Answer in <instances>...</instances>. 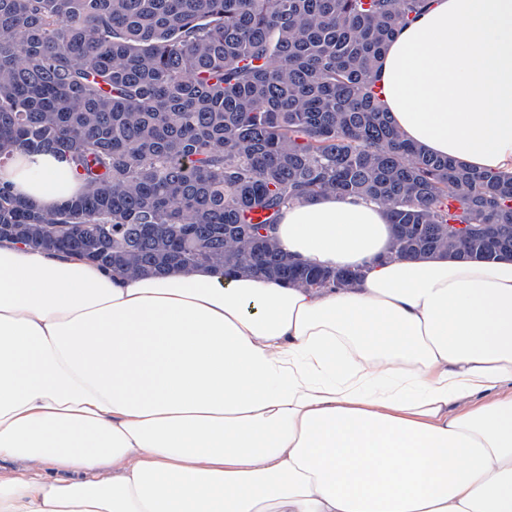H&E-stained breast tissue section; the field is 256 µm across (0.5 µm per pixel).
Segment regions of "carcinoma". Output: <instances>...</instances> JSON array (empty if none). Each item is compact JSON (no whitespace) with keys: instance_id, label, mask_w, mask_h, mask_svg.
I'll list each match as a JSON object with an SVG mask.
<instances>
[{"instance_id":"carcinoma-1","label":"carcinoma","mask_w":512,"mask_h":512,"mask_svg":"<svg viewBox=\"0 0 512 512\" xmlns=\"http://www.w3.org/2000/svg\"><path fill=\"white\" fill-rule=\"evenodd\" d=\"M428 0H0V166L56 152L84 193L43 212L0 184V234L129 277L207 264L303 288L283 207L382 205L392 250L512 256V176L409 143L375 75Z\"/></svg>"}]
</instances>
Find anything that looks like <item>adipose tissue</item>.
<instances>
[{"label": "adipose tissue", "mask_w": 512, "mask_h": 512, "mask_svg": "<svg viewBox=\"0 0 512 512\" xmlns=\"http://www.w3.org/2000/svg\"><path fill=\"white\" fill-rule=\"evenodd\" d=\"M411 142L512 174V0H430L378 71ZM0 182L45 210L68 165ZM299 288L132 278L0 240V512H512V258L398 257L377 203H293Z\"/></svg>", "instance_id": "ef3b65f1"}]
</instances>
